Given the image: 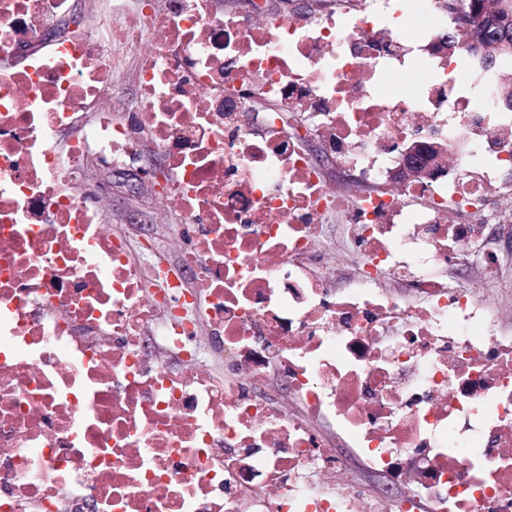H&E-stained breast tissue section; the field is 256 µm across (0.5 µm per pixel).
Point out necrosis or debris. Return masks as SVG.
I'll return each instance as SVG.
<instances>
[{"label": "necrosis or debris", "instance_id": "1", "mask_svg": "<svg viewBox=\"0 0 512 512\" xmlns=\"http://www.w3.org/2000/svg\"><path fill=\"white\" fill-rule=\"evenodd\" d=\"M70 2L0 0V512H512V323L446 279L512 297V113L433 54L431 0L409 38L393 0H101L43 41ZM413 135L441 175L382 190ZM150 149L173 266L86 192ZM330 242L356 265L321 267ZM340 446L364 473L339 484Z\"/></svg>", "mask_w": 512, "mask_h": 512}]
</instances>
